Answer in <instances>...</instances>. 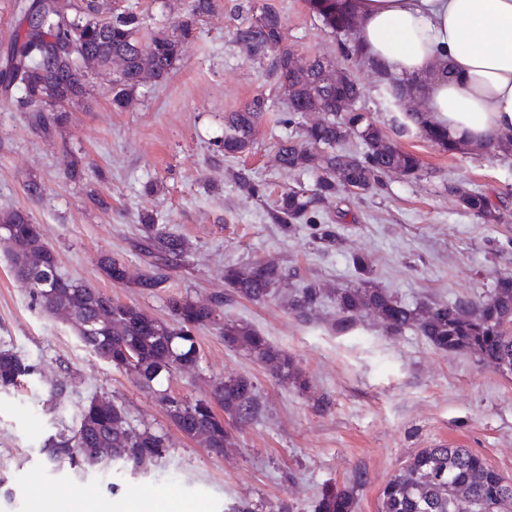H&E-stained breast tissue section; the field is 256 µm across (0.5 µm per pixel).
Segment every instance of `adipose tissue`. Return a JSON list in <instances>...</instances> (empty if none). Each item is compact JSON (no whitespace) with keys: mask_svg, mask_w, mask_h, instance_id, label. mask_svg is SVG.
<instances>
[{"mask_svg":"<svg viewBox=\"0 0 512 512\" xmlns=\"http://www.w3.org/2000/svg\"><path fill=\"white\" fill-rule=\"evenodd\" d=\"M363 60L421 84L453 144L512 136V0H355Z\"/></svg>","mask_w":512,"mask_h":512,"instance_id":"obj_1","label":"adipose tissue"}]
</instances>
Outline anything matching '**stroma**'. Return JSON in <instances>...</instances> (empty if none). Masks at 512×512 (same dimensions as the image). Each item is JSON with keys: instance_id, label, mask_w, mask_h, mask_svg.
<instances>
[{"instance_id": "35a3bbf8", "label": "stroma", "mask_w": 512, "mask_h": 512, "mask_svg": "<svg viewBox=\"0 0 512 512\" xmlns=\"http://www.w3.org/2000/svg\"><path fill=\"white\" fill-rule=\"evenodd\" d=\"M266 4L279 13L296 54L340 60L337 37L305 0H218L169 78L138 88L125 107L112 104L113 70L98 71L89 95L46 137L0 94V210L28 211L62 275L154 318L169 320L173 298L223 299L226 316L249 323L294 358L308 389L277 380L244 350L225 346L216 328L199 330V366L173 377L172 394L203 399L214 383L243 374L255 381L263 407L255 421L232 428L231 448L213 455L171 424L153 393L91 353L71 323L45 315L0 254V349L35 367L0 391V512H40L56 501L66 512H82L91 497L103 512L153 505L230 512L240 503L254 512H315L327 485L351 491L355 512H378L384 484L418 451L442 443L482 456L512 482V375L474 354L438 350L414 332L392 334L369 318L338 331L328 300L298 316L288 307L289 284L261 304L226 286L225 266L261 260L297 269L301 281L330 293L355 283L349 257L363 253L380 287L415 304L482 298L499 275L512 272V155H451L424 138H401L422 163L419 177L389 175L380 189L346 202L337 251L314 245L307 225L287 233L268 222L284 187L308 188L313 178L279 168L280 140L301 130L283 123L288 95L269 58L249 56L233 40ZM121 5L143 15L154 32L171 28L187 2ZM256 98L269 110L252 150L225 157V115ZM241 168L264 183L263 198L235 186L231 174ZM34 182L42 188L37 197L28 192ZM449 182L485 190L496 201L497 222L459 209L444 190ZM95 193L102 204L92 201ZM147 214L184 239L183 259L160 287L115 285L100 260L118 257L138 279L148 265L134 243ZM60 383L66 394L51 398ZM94 396L123 405L132 428L165 433V458L138 474L50 464L40 451L44 440L72 425Z\"/></svg>"}]
</instances>
